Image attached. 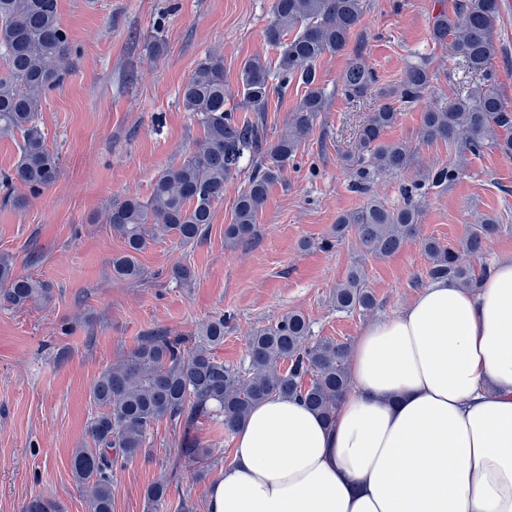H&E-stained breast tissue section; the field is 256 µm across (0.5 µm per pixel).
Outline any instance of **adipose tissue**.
Instances as JSON below:
<instances>
[{
    "mask_svg": "<svg viewBox=\"0 0 512 512\" xmlns=\"http://www.w3.org/2000/svg\"><path fill=\"white\" fill-rule=\"evenodd\" d=\"M348 373L331 421L256 405L206 512H512V256L366 326Z\"/></svg>",
    "mask_w": 512,
    "mask_h": 512,
    "instance_id": "obj_1",
    "label": "adipose tissue"
}]
</instances>
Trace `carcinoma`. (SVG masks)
I'll list each match as a JSON object with an SVG mask.
<instances>
[{
    "label": "carcinoma",
    "mask_w": 512,
    "mask_h": 512,
    "mask_svg": "<svg viewBox=\"0 0 512 512\" xmlns=\"http://www.w3.org/2000/svg\"><path fill=\"white\" fill-rule=\"evenodd\" d=\"M500 0H456L454 12L434 17L431 40L449 45L456 70L448 80L458 88L451 104L433 103L423 112L420 140L458 145L454 156L419 173L433 188H446L466 172V153L499 151L512 159V107L494 89L488 31L499 12ZM366 0H275L273 20L264 37L276 51L275 64L260 56L244 61L237 94L253 115L239 119L225 108L224 59L211 52L196 65L180 91L185 111L195 114L202 135L187 148L179 162L161 170L149 197L129 195L112 203L107 224L123 241L124 252L112 258V278L141 281L145 270L138 256L151 243L172 237L182 245L203 238L213 221L214 205L224 198V186L247 161V187L237 197L233 217L224 225V243L245 245L257 237L256 219L268 191L294 160L326 110L325 91L319 86L316 64L327 54L344 52L361 23ZM0 138L20 135L19 154L0 179L4 187L16 184L36 195L54 186L60 176L59 157L50 151L40 121L43 98L68 72L70 42L62 27L58 0H0ZM435 74L427 58L405 66L401 83L379 89L381 103L362 126L358 161L351 186L369 192L386 175H404L417 165L416 146L407 140L389 141L385 134L397 121L395 103L412 105L430 93ZM305 88L298 107L276 138L266 127V108L276 85L290 81ZM378 83L375 71L361 51L339 77L342 95L360 101ZM421 209L407 191L404 207L390 209L377 196L365 207L341 215L336 239L352 232L363 257L384 258L397 253L416 235ZM500 231L488 215L470 225L457 243L428 237L421 247L430 261L427 277L448 278L475 288L488 269L484 245ZM172 282L190 283L195 268L176 263L169 270ZM51 284L17 269L12 256L0 254V301L15 308L48 304ZM336 310L374 313L378 301L356 266L336 285ZM224 343V317L199 324L196 342L183 346L177 336H146L130 352L104 369L93 381L89 399L97 412L88 426V441L73 450L70 468L84 491L89 512H112V476L118 464L137 458L156 424L165 420L182 430L170 472L145 492L154 512L167 507L169 485L184 469L216 453L193 435L200 420H210L234 431L252 407L271 396L296 397L323 419L329 420L336 403L349 387V346L329 338H312L309 321L289 312L276 322L252 331L248 362L227 367L215 349Z\"/></svg>",
    "instance_id": "cac0c4a2"
}]
</instances>
